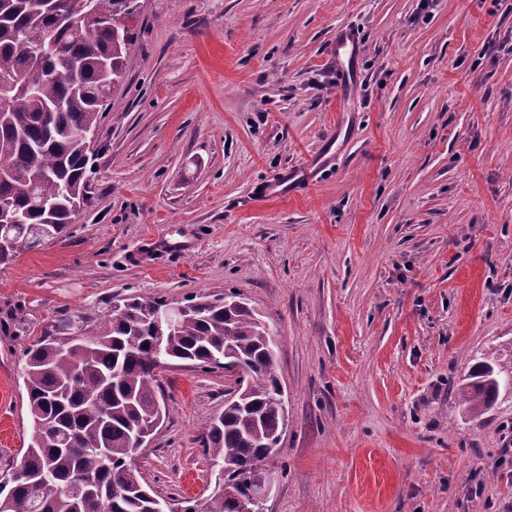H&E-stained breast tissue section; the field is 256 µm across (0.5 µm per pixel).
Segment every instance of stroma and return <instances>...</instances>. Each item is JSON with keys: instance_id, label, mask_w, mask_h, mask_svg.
<instances>
[{"instance_id": "stroma-1", "label": "stroma", "mask_w": 512, "mask_h": 512, "mask_svg": "<svg viewBox=\"0 0 512 512\" xmlns=\"http://www.w3.org/2000/svg\"><path fill=\"white\" fill-rule=\"evenodd\" d=\"M71 236L0 266V479L32 420L25 351L113 300L239 294L271 328L288 429L264 512H505L512 390V0H139ZM356 33L340 81L336 31ZM300 196L268 182L305 162ZM137 457L169 512L211 494L231 374L172 362ZM509 381L512 383V357L510 361L495 366L480 362L459 385L458 397L461 405L468 413L485 411L496 403L501 389L507 388Z\"/></svg>"}]
</instances>
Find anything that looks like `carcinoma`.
Segmentation results:
<instances>
[{
    "label": "carcinoma",
    "instance_id": "cac0c4a2",
    "mask_svg": "<svg viewBox=\"0 0 512 512\" xmlns=\"http://www.w3.org/2000/svg\"><path fill=\"white\" fill-rule=\"evenodd\" d=\"M62 8L85 25L57 31L59 54L43 55L38 37L53 19L42 4L0 0V82L33 68L60 70L63 56L83 66L77 83L61 76L34 93L16 86L0 102V194L25 220L14 225L15 247L0 252V265L41 245L31 226L49 224L56 238L71 234L94 174L82 133L97 127L123 74L137 0H62ZM195 301L198 308L179 318L158 349L150 311L167 301L134 296L112 305L86 341L49 334L26 350L33 429L11 487L0 485V512H157L135 464V442L137 431L159 427L166 414L155 374L161 357L192 361L203 371L222 357L244 371L242 387L225 401L205 441L224 487L186 509L238 512L275 453L270 443L288 425L276 344L268 325L236 296ZM77 369L82 377L74 382ZM510 381L512 360L480 362L459 385L461 405L485 411Z\"/></svg>",
    "mask_w": 512,
    "mask_h": 512
}]
</instances>
